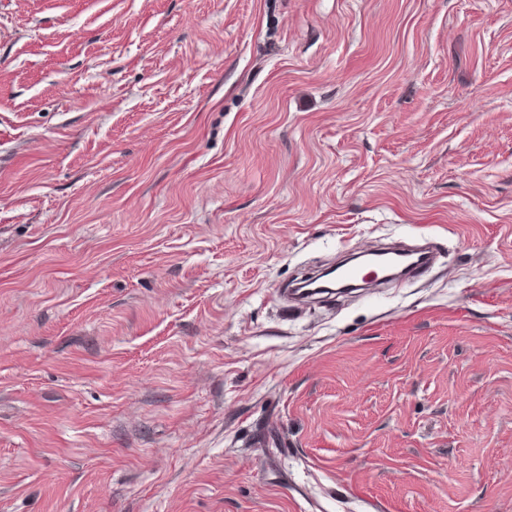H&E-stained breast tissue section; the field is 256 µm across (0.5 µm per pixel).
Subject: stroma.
I'll return each instance as SVG.
<instances>
[{
  "mask_svg": "<svg viewBox=\"0 0 512 512\" xmlns=\"http://www.w3.org/2000/svg\"><path fill=\"white\" fill-rule=\"evenodd\" d=\"M0 512H512V0H0Z\"/></svg>",
  "mask_w": 512,
  "mask_h": 512,
  "instance_id": "1",
  "label": "stroma"
}]
</instances>
